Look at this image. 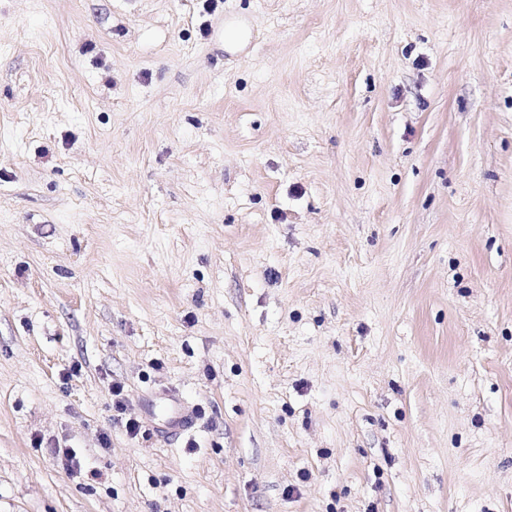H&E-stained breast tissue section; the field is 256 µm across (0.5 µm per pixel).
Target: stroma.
<instances>
[{"label":"stroma","mask_w":512,"mask_h":512,"mask_svg":"<svg viewBox=\"0 0 512 512\" xmlns=\"http://www.w3.org/2000/svg\"><path fill=\"white\" fill-rule=\"evenodd\" d=\"M0 512H512V0H0ZM156 398L169 411V416L162 424L165 435L176 436L190 427L195 414V406L186 403L178 394L172 391L162 392Z\"/></svg>","instance_id":"obj_1"}]
</instances>
